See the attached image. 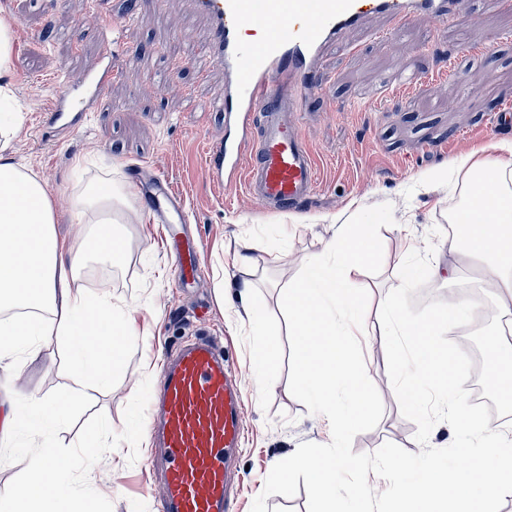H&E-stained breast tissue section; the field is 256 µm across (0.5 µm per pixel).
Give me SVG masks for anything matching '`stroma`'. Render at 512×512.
Listing matches in <instances>:
<instances>
[{"label": "stroma", "mask_w": 512, "mask_h": 512, "mask_svg": "<svg viewBox=\"0 0 512 512\" xmlns=\"http://www.w3.org/2000/svg\"><path fill=\"white\" fill-rule=\"evenodd\" d=\"M49 2L0 0V18L11 19L16 29L12 105L21 125L9 152L47 179L62 237L74 239L83 230L70 203L72 191L105 172L125 185L141 213L138 223L121 227L132 244L122 264L113 267L110 283L113 294L129 305L135 334L127 339L111 384H87L79 407L50 442L64 453L78 491L86 489L87 472L95 486L108 490L102 512H156L145 432L149 395L165 352L208 331L223 346L242 394L244 434L232 458L231 512H251L277 462L300 443L331 440L324 416L309 413L288 386L291 347L281 294L305 259L336 237L347 218L388 203L395 222L380 230L382 270L362 276L370 302L397 287L393 272L410 251L430 244L431 266L453 262L459 275L429 280L412 294L415 308L432 298L447 300L466 279L481 280L479 261L453 250L448 235V212L462 205L469 175L456 171L447 183L433 186L420 185L418 177L489 143L512 145V130L489 123L492 113L512 112V11H469L443 25L416 17L408 21L407 33L389 42L378 36L381 22L372 20L351 36L348 51L329 52L321 111L307 126L322 185L308 205L280 211L249 200L244 190L220 189L209 178L204 153L221 129L189 106L221 86L224 76L189 56L190 40L207 28L189 0H143L122 40L107 117L90 114L61 143L42 137L40 114L51 102L58 74L90 58L100 24L125 10V0H60L55 8ZM72 30L82 32L81 46L68 39ZM475 44L484 51L468 71L459 62ZM406 67L418 74L410 86L397 80ZM159 76L169 80L161 91L153 84ZM153 167L185 201L190 221L176 226L173 239L198 247L199 269L192 277H178L163 228L153 223L134 185ZM248 244L253 262L242 268L236 256ZM223 272L231 286L219 300L214 282ZM243 279L255 285L247 306L235 288ZM258 321L274 333L275 366L264 378L255 362ZM363 354L384 414L374 429L355 436L353 452L371 453L387 442L414 450L416 426L400 411L385 354L370 345ZM72 385L66 349L58 336H45L41 356L20 355L11 369H0V419L32 398L58 397ZM100 427L110 453L96 461L84 458L81 445ZM37 444L23 431L0 443V488L25 479L28 455Z\"/></svg>", "instance_id": "stroma-1"}]
</instances>
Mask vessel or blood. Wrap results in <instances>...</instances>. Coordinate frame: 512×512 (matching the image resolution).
<instances>
[{
  "label": "vessel or blood",
  "instance_id": "obj_1",
  "mask_svg": "<svg viewBox=\"0 0 512 512\" xmlns=\"http://www.w3.org/2000/svg\"><path fill=\"white\" fill-rule=\"evenodd\" d=\"M208 21L193 58L218 68L223 85L198 105L222 119L224 134L205 152V165L218 188L244 187L254 201L276 208L309 202L319 188L316 157L305 118L322 93L326 50L358 30L365 20H383V33L401 34L404 21L421 14L444 23L468 9L470 0H192ZM130 17L100 28L95 58L65 71L42 128L55 139L69 136L91 112H102L112 86L115 40ZM261 29L260 40L244 41L246 25ZM148 199L160 223L184 222L180 197L163 173H155ZM156 409L151 434L163 451L158 512H229L233 476L228 449L243 435L241 396L224 354L198 339L167 355L149 398Z\"/></svg>",
  "mask_w": 512,
  "mask_h": 512
}]
</instances>
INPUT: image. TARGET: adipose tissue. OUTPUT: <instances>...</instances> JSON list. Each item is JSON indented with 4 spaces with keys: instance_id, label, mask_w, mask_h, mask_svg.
<instances>
[{
    "instance_id": "adipose-tissue-1",
    "label": "adipose tissue",
    "mask_w": 512,
    "mask_h": 512,
    "mask_svg": "<svg viewBox=\"0 0 512 512\" xmlns=\"http://www.w3.org/2000/svg\"><path fill=\"white\" fill-rule=\"evenodd\" d=\"M464 162L468 172L485 176L497 220L491 234L470 224L467 253L484 259L495 287L512 299V184L505 178L512 163L469 156ZM72 203L87 226L81 249L58 235L55 203L45 181L31 166L0 153V315L16 309L31 313L22 325L0 318V359L16 349L39 355L43 336L52 330L71 358L76 383L66 397L35 399L17 412L18 428L42 437L68 420L80 402V384L111 381L121 343L132 333L127 306L111 289L78 285L89 273L90 261L122 257L127 240L118 227L130 223L132 205L122 186L108 176L87 182L74 192ZM52 453L46 445L36 450L23 487L0 490V512H99L102 491L79 493L68 472H50ZM49 479L55 491H44Z\"/></svg>"
}]
</instances>
